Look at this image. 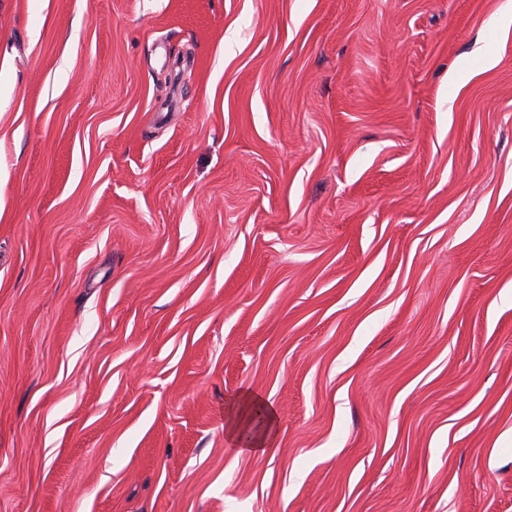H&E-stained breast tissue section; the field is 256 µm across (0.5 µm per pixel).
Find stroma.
Wrapping results in <instances>:
<instances>
[{
    "label": "stroma",
    "instance_id": "1",
    "mask_svg": "<svg viewBox=\"0 0 512 512\" xmlns=\"http://www.w3.org/2000/svg\"><path fill=\"white\" fill-rule=\"evenodd\" d=\"M506 12L0 0V512H512ZM252 409L263 415L264 424L260 430L248 433L244 416ZM277 411L268 399L251 392H245L226 414V432L242 451L265 454L274 446L277 435Z\"/></svg>",
    "mask_w": 512,
    "mask_h": 512
}]
</instances>
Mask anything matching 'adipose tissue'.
I'll return each instance as SVG.
<instances>
[{"mask_svg": "<svg viewBox=\"0 0 512 512\" xmlns=\"http://www.w3.org/2000/svg\"><path fill=\"white\" fill-rule=\"evenodd\" d=\"M277 411L269 400L246 392L226 414V432L243 451L266 453L275 443Z\"/></svg>", "mask_w": 512, "mask_h": 512, "instance_id": "obj_1", "label": "adipose tissue"}]
</instances>
